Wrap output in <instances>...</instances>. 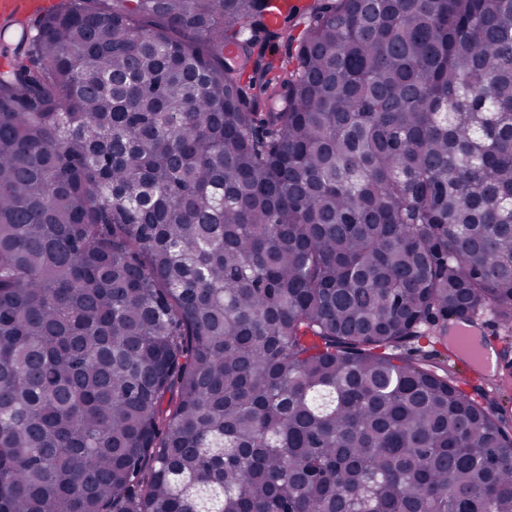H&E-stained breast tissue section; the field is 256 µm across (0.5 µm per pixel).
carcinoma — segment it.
<instances>
[{
  "label": "carcinoma",
  "instance_id": "carcinoma-1",
  "mask_svg": "<svg viewBox=\"0 0 512 512\" xmlns=\"http://www.w3.org/2000/svg\"><path fill=\"white\" fill-rule=\"evenodd\" d=\"M269 4L0 30V512H512V0ZM434 355L431 359L438 366L449 368L456 373V376L466 384L463 388L473 394H481L484 389L488 390L487 399L499 409L512 414V379L502 384L498 382L494 389L484 379L483 373L473 371L467 361L451 354L449 347L444 348L441 345H435Z\"/></svg>",
  "mask_w": 512,
  "mask_h": 512
}]
</instances>
